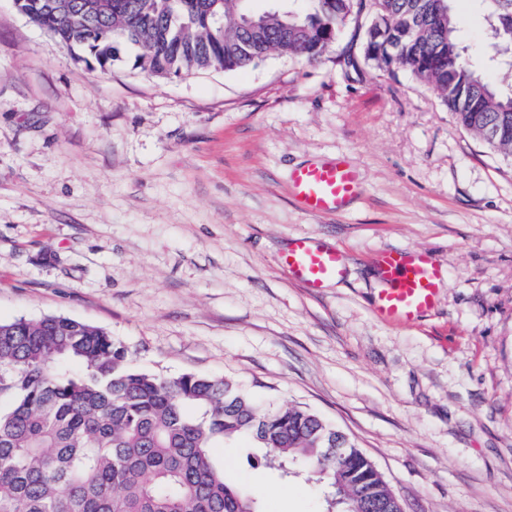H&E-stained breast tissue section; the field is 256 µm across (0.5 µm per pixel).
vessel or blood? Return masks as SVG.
Instances as JSON below:
<instances>
[{"mask_svg":"<svg viewBox=\"0 0 512 512\" xmlns=\"http://www.w3.org/2000/svg\"><path fill=\"white\" fill-rule=\"evenodd\" d=\"M290 190L304 212L327 215L342 212L360 185L354 168L346 162H313L291 173ZM279 264L290 278L313 289L345 275L340 250L314 245L307 238L295 240L281 253ZM377 267L385 284L375 302L381 319L412 323L434 309L445 281L429 253L388 249L379 253Z\"/></svg>","mask_w":512,"mask_h":512,"instance_id":"1","label":"vessel or blood"}]
</instances>
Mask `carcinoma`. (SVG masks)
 I'll use <instances>...</instances> for the list:
<instances>
[{"mask_svg":"<svg viewBox=\"0 0 512 512\" xmlns=\"http://www.w3.org/2000/svg\"><path fill=\"white\" fill-rule=\"evenodd\" d=\"M15 0L73 60L103 73L125 63L159 77L234 70L275 54L312 60L349 25L365 62L402 68L438 93L460 127L512 113L461 46L453 10L431 0ZM495 45L512 49L504 0H484ZM313 411L261 402L223 378L137 369L104 329L61 316L0 322V512H261L212 449L247 440L265 463L328 489L326 512L400 505L373 463Z\"/></svg>","mask_w":512,"mask_h":512,"instance_id":"carcinoma-1","label":"carcinoma"}]
</instances>
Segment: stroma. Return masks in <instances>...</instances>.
<instances>
[{
  "mask_svg": "<svg viewBox=\"0 0 512 512\" xmlns=\"http://www.w3.org/2000/svg\"><path fill=\"white\" fill-rule=\"evenodd\" d=\"M494 86L481 0H452ZM312 61L158 78L75 62L0 0V321L69 316L164 377H222L312 410L374 463L403 512H512V156L405 70ZM347 160L360 195L303 212L288 179ZM339 248L311 290L296 238ZM425 250L446 286L413 325L374 311L376 255ZM262 512H324L315 483L215 449ZM298 494L280 500L283 485ZM279 264L290 278L315 290L345 275L340 250L316 246L308 238L295 240L281 253Z\"/></svg>",
  "mask_w": 512,
  "mask_h": 512,
  "instance_id": "1",
  "label": "stroma"
}]
</instances>
